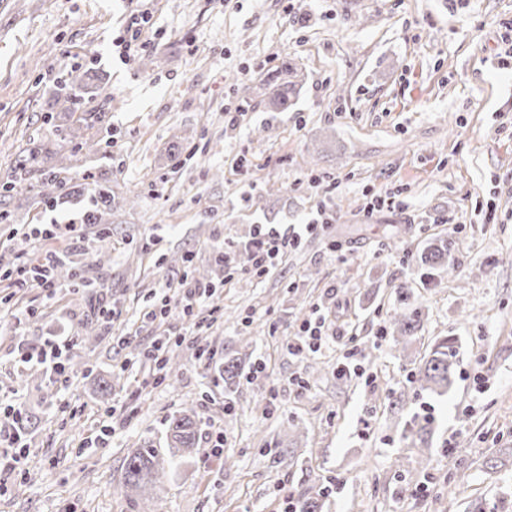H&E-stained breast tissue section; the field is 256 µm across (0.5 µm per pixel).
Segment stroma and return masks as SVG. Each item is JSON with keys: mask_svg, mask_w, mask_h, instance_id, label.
Returning a JSON list of instances; mask_svg holds the SVG:
<instances>
[{"mask_svg": "<svg viewBox=\"0 0 512 512\" xmlns=\"http://www.w3.org/2000/svg\"><path fill=\"white\" fill-rule=\"evenodd\" d=\"M137 0H0V181L30 140L60 151L44 115L72 70L93 76L76 114L105 111L110 128L74 125L79 138L113 137L110 153L77 154L62 178L76 191L55 208L7 198L0 271L73 260L80 279L54 297L0 274V402L33 425L29 462L0 489V512H283L328 489L323 512H512V0H151L154 24L140 60L112 40ZM288 54L303 74L294 105L269 112L244 100ZM182 165L171 169V142ZM317 160L320 174L308 162ZM110 181L133 205L104 213L81 235L25 237L32 224L78 223L90 208L86 176ZM398 193L402 208L366 214L368 199ZM335 221L287 253L267 278L223 284L212 253L248 240L258 224L308 223L319 202ZM495 209L483 222L478 206ZM444 240L456 275L420 264ZM112 256L98 268V254ZM219 284L218 312L178 349L180 369L140 389L117 337L149 348L178 334V312L142 322L160 289L180 287L182 254ZM422 310L404 355L379 337L397 289ZM337 336L293 352L313 306ZM28 308L18 318L15 308ZM116 308L115 320L98 310ZM357 335L348 345L344 335ZM66 336L67 381L22 361ZM456 340L448 394L421 390L413 373L434 343ZM206 346L211 360L197 359ZM363 373L339 376L349 348ZM233 359L239 373H219ZM266 377L251 378L257 363ZM123 406L105 442L103 413ZM194 408L199 452L138 506L120 491L128 449L160 439L167 419ZM429 422L426 454L415 423ZM224 435L223 454L210 439ZM465 456L445 453L447 441ZM292 451V462L275 449ZM458 479L455 502L441 491Z\"/></svg>", "mask_w": 512, "mask_h": 512, "instance_id": "35a3bbf8", "label": "stroma"}]
</instances>
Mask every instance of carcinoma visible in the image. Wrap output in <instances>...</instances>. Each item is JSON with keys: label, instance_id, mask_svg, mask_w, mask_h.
<instances>
[{"label": "carcinoma", "instance_id": "cac0c4a2", "mask_svg": "<svg viewBox=\"0 0 512 512\" xmlns=\"http://www.w3.org/2000/svg\"><path fill=\"white\" fill-rule=\"evenodd\" d=\"M269 92L265 106L272 112H286L298 96L302 83L296 64L281 56V63L272 71L267 80ZM90 87L84 76H74L65 82L63 90L57 98L67 103L64 116L50 112L47 121L52 123L56 136L62 140L71 139L68 122L74 116L72 105L81 97L89 94ZM3 193L27 190L34 193L40 202L55 206L58 199L70 194L67 182L58 179L55 168L44 164L42 149L34 145L25 150L18 171L9 181L0 185ZM94 202L100 203L109 210L120 209V201L112 191V185L105 181L96 183ZM421 262L439 264L448 267V275L456 271L454 258L448 252V242L442 241L421 257ZM403 307L391 316V325L401 338L412 335L419 324V311L408 302L406 295H400ZM453 339L445 337L437 341L427 358L416 367L415 376L421 387L432 392L443 394L454 382V362L452 357ZM198 429L194 411L188 409L171 418L164 436V445L169 448V457H164L155 448V444L147 441L133 450L126 458L123 485L130 501H136L135 495L147 488H155L166 477L167 468L177 459L188 458L197 450Z\"/></svg>", "mask_w": 512, "mask_h": 512}]
</instances>
